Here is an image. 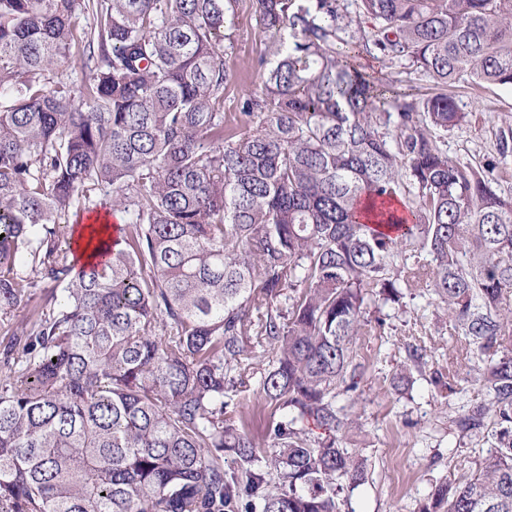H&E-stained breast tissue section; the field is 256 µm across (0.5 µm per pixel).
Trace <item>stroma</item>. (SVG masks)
Wrapping results in <instances>:
<instances>
[{
	"instance_id": "obj_1",
	"label": "stroma",
	"mask_w": 512,
	"mask_h": 512,
	"mask_svg": "<svg viewBox=\"0 0 512 512\" xmlns=\"http://www.w3.org/2000/svg\"><path fill=\"white\" fill-rule=\"evenodd\" d=\"M232 33L233 44L224 56L234 74L224 90L228 135L247 125L237 104L241 93L262 87L254 61L267 53L269 37L253 0H239ZM451 94L469 119L443 133L441 147L449 157L475 167L496 162L502 190L512 193V154L503 158L496 151L501 132L512 129V90L460 84ZM365 316L368 324L352 344L358 386L339 395L336 405L356 422L339 434L337 444L359 454L366 479L344 493L342 512H420L439 485L466 481L496 447L495 418L487 416L482 427L472 430L458 425L488 396L475 382L473 364L431 289H405L401 304H371ZM412 348L423 355L420 365L408 357ZM438 371L449 373L451 389L433 384Z\"/></svg>"
}]
</instances>
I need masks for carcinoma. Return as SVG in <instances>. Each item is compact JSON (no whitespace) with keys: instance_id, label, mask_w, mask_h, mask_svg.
<instances>
[{"instance_id":"obj_1","label":"carcinoma","mask_w":512,"mask_h":512,"mask_svg":"<svg viewBox=\"0 0 512 512\" xmlns=\"http://www.w3.org/2000/svg\"><path fill=\"white\" fill-rule=\"evenodd\" d=\"M254 2L256 128L226 137L238 0H0V315L34 274L60 286L0 359V512H342L364 470L336 396L368 302L411 274L480 362L461 426L499 427L420 512H512V193L440 147L467 118L450 95L356 64L511 87L512 0ZM74 58L79 87L49 77ZM95 190L126 223L97 225ZM256 374L266 457L236 418ZM386 71H388V73L392 72L389 74L390 76L398 80L404 88L411 87L413 93L419 96L435 91L434 82L432 80L414 71L407 65L398 64L393 69H386Z\"/></svg>"}]
</instances>
